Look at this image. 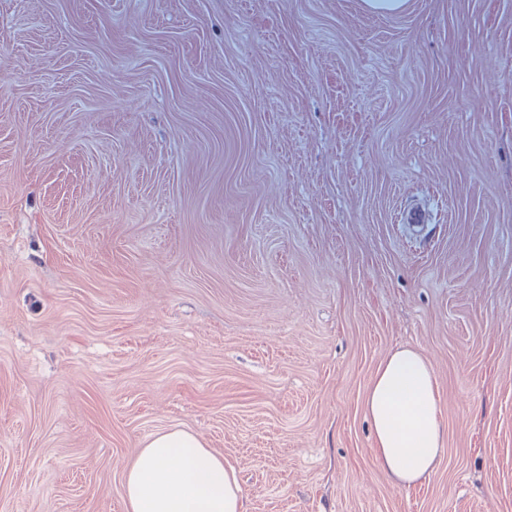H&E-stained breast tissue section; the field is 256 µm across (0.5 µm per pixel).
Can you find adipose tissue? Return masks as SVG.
I'll list each match as a JSON object with an SVG mask.
<instances>
[{
	"mask_svg": "<svg viewBox=\"0 0 512 512\" xmlns=\"http://www.w3.org/2000/svg\"><path fill=\"white\" fill-rule=\"evenodd\" d=\"M376 456L389 479L409 485L429 477L444 450L439 389L420 351L390 353L363 402ZM125 512H244L235 469L193 433L173 428L141 448L124 478Z\"/></svg>",
	"mask_w": 512,
	"mask_h": 512,
	"instance_id": "adipose-tissue-1",
	"label": "adipose tissue"
}]
</instances>
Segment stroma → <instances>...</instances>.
Wrapping results in <instances>:
<instances>
[{
    "label": "stroma",
    "instance_id": "1",
    "mask_svg": "<svg viewBox=\"0 0 512 512\" xmlns=\"http://www.w3.org/2000/svg\"><path fill=\"white\" fill-rule=\"evenodd\" d=\"M172 428L245 512H512V0H0V512H125ZM363 407L376 456L393 483L410 485L435 471L445 431L435 371L422 352L390 353L373 375Z\"/></svg>",
    "mask_w": 512,
    "mask_h": 512
}]
</instances>
